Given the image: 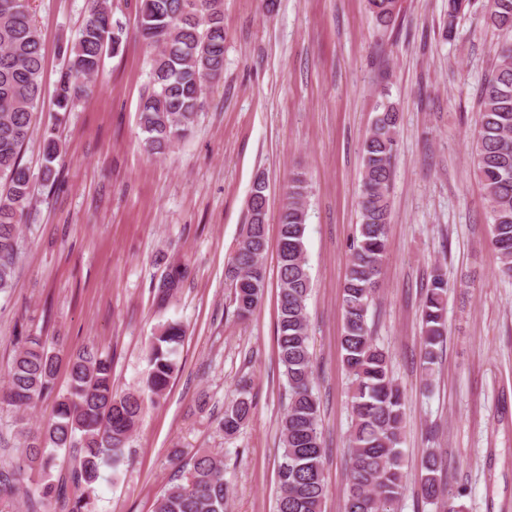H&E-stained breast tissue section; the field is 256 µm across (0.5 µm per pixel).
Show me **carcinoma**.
<instances>
[{
    "mask_svg": "<svg viewBox=\"0 0 512 512\" xmlns=\"http://www.w3.org/2000/svg\"><path fill=\"white\" fill-rule=\"evenodd\" d=\"M445 36L455 35V21L468 0H448ZM78 39L64 50L66 66L57 85L56 106L66 112L87 96L103 55L117 51L108 0H89ZM376 22L388 26L396 0H368ZM138 36L153 50L152 81L139 105L138 123L151 155H165L195 125L208 81L224 73V0H137ZM487 26L503 33L496 62L481 85L476 128L471 137L472 170L488 206L491 244L500 275L512 278V0H488ZM42 44L31 20L30 0H0V292L15 286L19 225L32 201V175L21 162V151L32 138L33 110L41 94ZM382 111L362 144L359 224L343 285V364L352 378V432L348 482L343 512H389L400 500L403 470L402 433L405 407L400 385L386 353L374 343L368 326L379 279L389 250V188L398 150L395 107ZM58 140H42V180L56 182L53 166ZM266 181L255 179L247 222L233 248L226 277L234 288L235 314L251 316L266 288ZM307 179L289 180L288 201L278 217L277 347L278 363L288 385V406L280 422L276 512H321L327 495L326 450L321 437L320 401L315 392L307 302L312 278L306 261ZM186 269L170 268L154 285L162 302L181 288ZM448 282L436 272L420 306V360L424 390L432 386L434 366L447 341ZM185 331L165 323L148 341V372L143 389L119 393L112 384V354L93 343L69 357L70 384L54 393L59 356L40 336L17 337V349L0 390V404L24 411L55 395V417L42 429L24 426L17 418L21 461L0 464V512H18L17 491L25 471L42 473V481L26 493L29 512H92L101 466L116 473L126 447L148 403L167 389L178 370L177 350ZM252 401L246 387L224 409L218 426L233 435L249 419ZM71 455V468L54 476L60 452ZM416 482L422 499L443 512H462L461 493L443 478L442 458L431 448L421 458ZM80 491L70 496L68 486ZM228 486L224 460L210 450L196 451L166 484L154 512H224Z\"/></svg>",
    "mask_w": 512,
    "mask_h": 512,
    "instance_id": "obj_1",
    "label": "carcinoma"
}]
</instances>
